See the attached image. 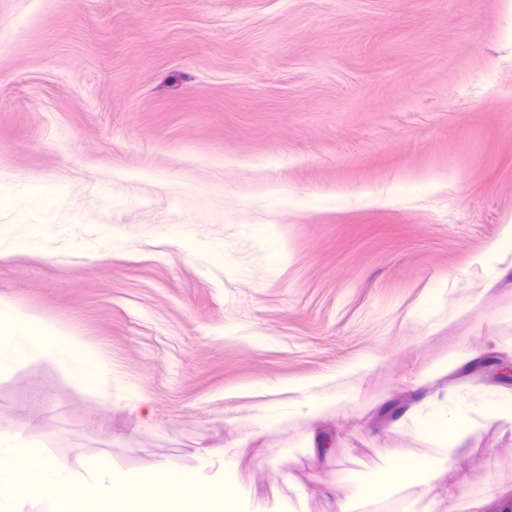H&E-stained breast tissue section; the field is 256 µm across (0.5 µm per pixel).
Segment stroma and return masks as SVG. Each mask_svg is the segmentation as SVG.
Returning <instances> with one entry per match:
<instances>
[{"mask_svg": "<svg viewBox=\"0 0 512 512\" xmlns=\"http://www.w3.org/2000/svg\"><path fill=\"white\" fill-rule=\"evenodd\" d=\"M1 169L65 181L81 226L0 266V298L101 349L145 402H90L46 368L0 381V428L53 431L63 398L86 466L193 472L230 448L258 512H335L326 482L425 450L393 425L418 396L496 384L434 369L512 343V254L497 278L476 262L512 224V0H0ZM422 177L429 195L365 200ZM276 187L336 208H272ZM249 224L278 225L281 265ZM176 235L221 240L223 262ZM311 380L345 393L337 410L259 431L257 406ZM444 481L436 512H502L512 433L477 427Z\"/></svg>", "mask_w": 512, "mask_h": 512, "instance_id": "obj_1", "label": "stroma"}]
</instances>
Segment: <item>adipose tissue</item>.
<instances>
[{
    "label": "adipose tissue",
    "mask_w": 512,
    "mask_h": 512,
    "mask_svg": "<svg viewBox=\"0 0 512 512\" xmlns=\"http://www.w3.org/2000/svg\"><path fill=\"white\" fill-rule=\"evenodd\" d=\"M67 198L63 182L0 170V211L15 216L14 223L0 226V264L21 254L47 253L53 241L72 234L79 221L67 213ZM38 367L51 368L66 386L87 399L123 403L134 415L143 407L139 400L122 402L118 374L98 348L62 322L0 299V379ZM340 401V394L321 390L318 384H302L295 397L261 404L257 424L265 431L287 420H317L333 412ZM485 422L512 431V391L490 389L471 405L449 386L425 395L405 412L402 423L426 443V451L401 454L381 480L354 478L348 485L334 487L336 512H351L355 502L370 504L393 497L401 499L403 512H413L414 505L430 496L434 482L468 447L475 427Z\"/></svg>",
    "instance_id": "1"
}]
</instances>
